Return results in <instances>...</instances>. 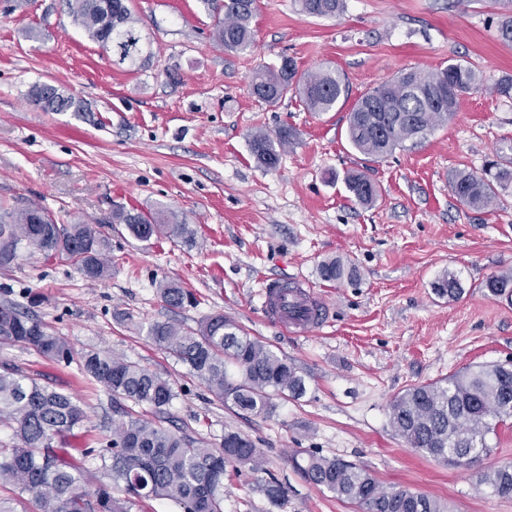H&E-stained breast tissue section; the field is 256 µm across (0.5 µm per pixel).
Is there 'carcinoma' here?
<instances>
[{
    "instance_id": "1",
    "label": "carcinoma",
    "mask_w": 512,
    "mask_h": 512,
    "mask_svg": "<svg viewBox=\"0 0 512 512\" xmlns=\"http://www.w3.org/2000/svg\"><path fill=\"white\" fill-rule=\"evenodd\" d=\"M72 22L86 37L106 47L112 44V63L134 66L151 55L136 28L127 0H67ZM301 12L332 17L343 11L344 0H298ZM215 19V36L227 51H244L254 42L251 19L256 0H201ZM456 88L451 105L434 106L432 92L444 84ZM480 87L478 72L470 65L452 62L428 73L408 71L358 98L349 117L347 138L357 152L383 159L397 147L425 139L436 126L448 122L460 97ZM259 102L275 104L288 94L309 112H331L348 98L349 86L340 72L320 69L300 75L294 59L284 56L279 65L258 69L249 83ZM31 103L46 112H84L83 101L67 90L36 83L28 91ZM295 138L283 127L271 135L251 136L249 149L264 169L277 167L281 151ZM512 182V161L496 171L477 174L459 171L451 192L460 204L479 209L488 206ZM346 188L355 201L370 205L379 195L377 185L364 173H350ZM112 223L126 225L140 242L160 235L175 236L192 244L196 230L178 221L174 211L156 207L148 211L118 207ZM46 258L71 261L89 279H102L111 269V241L104 232L80 222L60 224L43 208L0 205V268L10 266L21 248ZM319 277L330 283L359 278L356 267L340 259L318 266ZM487 295L502 297L512 290V276L488 279ZM440 297L457 299L464 288L453 274L434 285ZM162 299L181 307L193 303L192 294L176 283L160 285ZM148 337L161 350L185 364L204 381L208 390L229 408L253 413L272 411V397L298 399L306 392L305 378L296 365L262 342L242 336L222 313L206 317L196 329L173 322H154ZM0 344L22 345L44 358L70 364L78 361L91 381L106 389L115 403L122 400L165 413L175 398L169 380L148 368L116 356L107 349L75 352L63 336L48 332L34 316L13 303L0 305ZM238 379L230 380L227 367ZM112 428V440L86 455L101 476L94 493L82 486L83 471L62 448L54 447L78 427L85 413L74 396L12 365L0 367V425L12 430V441L0 444V483L13 486L17 502L33 497L35 512H131L142 498L175 501L184 512H224V473L232 466L256 464L258 450L245 434L224 433L219 447L207 448L179 430L165 429L132 411ZM512 417V365L493 364L469 369L435 382L413 385L389 404V424L417 452L468 466L491 451L486 437ZM295 465L314 485L353 504L358 512H446L436 499L408 489L386 491L365 469L337 457L311 454ZM480 483L495 492L512 494V465L487 471ZM262 491L277 506L287 489L270 481Z\"/></svg>"
}]
</instances>
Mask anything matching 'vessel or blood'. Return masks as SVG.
<instances>
[{
  "instance_id": "b4317fda",
  "label": "vessel or blood",
  "mask_w": 512,
  "mask_h": 512,
  "mask_svg": "<svg viewBox=\"0 0 512 512\" xmlns=\"http://www.w3.org/2000/svg\"><path fill=\"white\" fill-rule=\"evenodd\" d=\"M262 307L271 322L296 335L319 328L325 321L324 298L298 285L269 282L262 291Z\"/></svg>"
}]
</instances>
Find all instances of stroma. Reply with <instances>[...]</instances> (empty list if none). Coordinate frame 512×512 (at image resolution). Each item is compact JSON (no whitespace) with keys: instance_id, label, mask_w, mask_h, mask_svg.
I'll return each mask as SVG.
<instances>
[{"instance_id":"35a3bbf8","label":"stroma","mask_w":512,"mask_h":512,"mask_svg":"<svg viewBox=\"0 0 512 512\" xmlns=\"http://www.w3.org/2000/svg\"><path fill=\"white\" fill-rule=\"evenodd\" d=\"M499 0H345L333 17L302 14L297 0H257L255 42L227 51L200 0H129L152 55L135 67L111 57L72 23L64 0H0V203L38 204L59 222L101 225L112 270L83 277L68 260L21 252L0 268V303H16L75 350L106 348L168 379L176 393L162 426L205 444L225 431L248 435L256 469L227 467L224 512H355L311 484L294 457L317 453L368 470L387 491L409 489L450 512H512V494L481 485V473L512 464V420L489 435V455L467 467L422 455L396 436L389 402L404 389L512 360V301L485 296L492 277L512 275V183L497 201L470 210L448 180L512 153V99L492 93L512 76V46L498 39ZM299 73L332 67L349 95L331 112L287 96L268 105L248 92L252 74L282 57ZM461 62L482 77L454 118L415 146L378 162L354 151L347 117L364 93L401 71ZM84 101L82 112H45L26 97L35 83ZM284 125L297 136L275 169L260 168L251 134ZM377 185L372 205L355 202L348 172ZM172 209L197 231L142 243L111 223L117 207ZM338 258L354 283H327L317 268ZM464 294H435L446 273ZM305 280L329 304L326 323L299 337L267 320L266 281ZM180 283L195 304L172 308L160 284ZM221 313L241 334L294 362L307 391L274 398L268 414L225 407L184 364L147 337L149 324L192 328ZM12 364L72 393L88 415L64 446L94 491L100 475L83 449L102 448L123 415L77 364L0 345ZM288 489L272 505L262 485Z\"/></svg>"}]
</instances>
